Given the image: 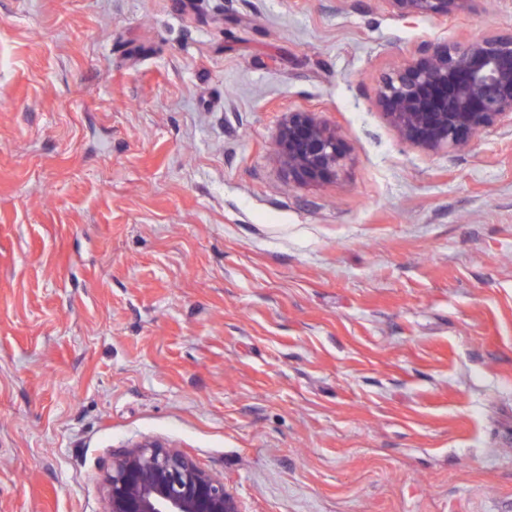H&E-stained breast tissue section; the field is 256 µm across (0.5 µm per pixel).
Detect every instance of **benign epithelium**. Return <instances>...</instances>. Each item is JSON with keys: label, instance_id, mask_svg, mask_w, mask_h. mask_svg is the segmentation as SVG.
<instances>
[{"label": "benign epithelium", "instance_id": "obj_1", "mask_svg": "<svg viewBox=\"0 0 512 512\" xmlns=\"http://www.w3.org/2000/svg\"><path fill=\"white\" fill-rule=\"evenodd\" d=\"M402 19L448 16L473 0H382ZM377 105L405 141L427 151L464 150L485 129L512 124V32L456 44L425 42L380 82ZM280 157L311 180L336 176L346 154L336 131L315 113H287ZM105 512H242L224 481L182 453L144 440L112 460Z\"/></svg>", "mask_w": 512, "mask_h": 512}]
</instances>
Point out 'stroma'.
<instances>
[{
    "label": "stroma",
    "instance_id": "35a3bbf8",
    "mask_svg": "<svg viewBox=\"0 0 512 512\" xmlns=\"http://www.w3.org/2000/svg\"><path fill=\"white\" fill-rule=\"evenodd\" d=\"M512 0H0V512H104L159 440L243 512H512V125L376 105ZM336 128L335 178L275 150ZM402 19L448 16L467 9L473 0H382ZM277 147L290 170L311 180L335 177L346 154L336 129L320 121L315 113L305 111L287 113Z\"/></svg>",
    "mask_w": 512,
    "mask_h": 512
}]
</instances>
